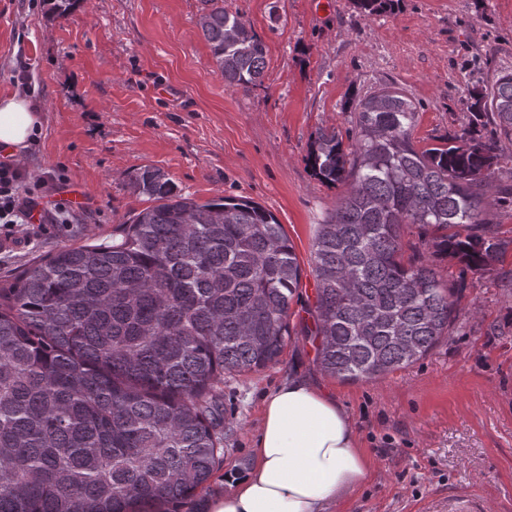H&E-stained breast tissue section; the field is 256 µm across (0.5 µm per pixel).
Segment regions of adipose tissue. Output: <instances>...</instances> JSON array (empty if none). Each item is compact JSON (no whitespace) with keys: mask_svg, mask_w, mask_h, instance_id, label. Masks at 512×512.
<instances>
[{"mask_svg":"<svg viewBox=\"0 0 512 512\" xmlns=\"http://www.w3.org/2000/svg\"><path fill=\"white\" fill-rule=\"evenodd\" d=\"M42 122L29 98H0V146L11 153L23 154ZM254 457L231 492L206 501V512H325L372 475L346 412L301 380L265 398Z\"/></svg>","mask_w":512,"mask_h":512,"instance_id":"ef3b65f1","label":"adipose tissue"}]
</instances>
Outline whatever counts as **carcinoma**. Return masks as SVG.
Listing matches in <instances>:
<instances>
[{"mask_svg":"<svg viewBox=\"0 0 512 512\" xmlns=\"http://www.w3.org/2000/svg\"><path fill=\"white\" fill-rule=\"evenodd\" d=\"M398 0H355L366 16ZM198 21L224 83H263L266 48L224 0ZM343 142L322 130L307 162L347 186L319 225L312 271L316 360L332 376L374 379L431 351L459 316L467 273L509 242L489 233L488 192L512 162V72L478 96L461 133L430 148L418 106L389 86L355 105ZM493 117L486 129L484 117ZM131 187L154 205L119 241L63 246L0 284V512H167L224 461L226 374L279 360L301 267L282 224L250 200L205 202L159 169ZM460 265L404 261V227Z\"/></svg>","mask_w":512,"mask_h":512,"instance_id":"cac0c4a2","label":"carcinoma"}]
</instances>
